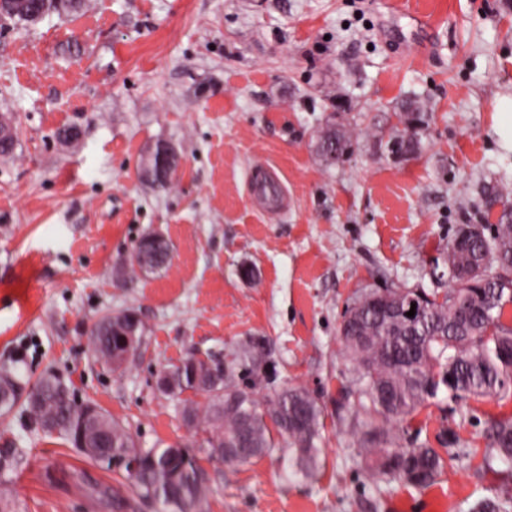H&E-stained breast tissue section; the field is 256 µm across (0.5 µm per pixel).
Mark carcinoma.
Wrapping results in <instances>:
<instances>
[{"label":"carcinoma","instance_id":"obj_1","mask_svg":"<svg viewBox=\"0 0 512 512\" xmlns=\"http://www.w3.org/2000/svg\"><path fill=\"white\" fill-rule=\"evenodd\" d=\"M68 14L65 0H12L6 17L35 24L50 14ZM403 132L391 140L393 151L410 155L419 149V132L426 124L424 107L411 101L398 113ZM325 161H338L349 149L350 140L336 127H327L319 136ZM177 158L169 162L165 174L157 172L156 161H142L141 177L152 187L165 190L172 184ZM170 246L158 237L138 242L134 259L140 268L153 270L167 264ZM448 273L469 266L466 282L453 277V284L442 300L425 301L414 315L415 333L403 340L396 329L379 322L375 308L382 298L416 301L418 294L406 288L368 289L345 310L360 321L364 339L341 342L347 360L351 392L358 396L364 417L359 448L361 464L374 482L402 480L415 489L435 484L447 462L425 443L403 447L395 429L412 419L414 413L439 385L452 398H512V324L503 321L504 309L512 304V203L503 210L493 234L483 233L462 246L448 240L445 255ZM127 314L101 316L89 331V343L99 359L112 358V344L126 325ZM216 366L211 361L194 362L188 358L181 367L168 371L176 378L175 396L191 387L194 377ZM437 368L439 380L430 384L429 371ZM43 398L37 405L26 404L24 412L38 427L53 420L54 433L69 444L80 447V437L70 426L68 415L79 406L69 391L54 376L37 384ZM223 396L207 399L203 409L184 408L182 416L192 419L194 432H203L201 446L220 452L230 463H243L282 447L288 460L305 475L318 468L321 448L318 442L322 409L302 387H285L259 408L252 395L239 390L223 375ZM102 429L112 440V450L138 464L135 473L125 468L112 473L129 482L145 502L160 505V512H207L211 484L208 474L195 464L194 455L185 448L172 446L143 448L121 422L105 416ZM486 437L496 448L497 458L512 461V417L488 422Z\"/></svg>","mask_w":512,"mask_h":512}]
</instances>
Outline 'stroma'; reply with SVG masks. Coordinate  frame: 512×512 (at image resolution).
<instances>
[{"mask_svg":"<svg viewBox=\"0 0 512 512\" xmlns=\"http://www.w3.org/2000/svg\"><path fill=\"white\" fill-rule=\"evenodd\" d=\"M426 106L417 155L391 153L396 112ZM512 0H89L34 25L0 19V114L15 126L0 156V371L20 403L0 416V491L16 512H156L112 473L44 434L21 402L46 374L76 402L124 422L142 447L196 438L162 368L221 356L240 390L265 402L286 386L323 408L320 468L281 451L228 465L196 448L210 512H473L512 497V463L493 456L489 417L512 399L454 400L439 389L412 422L419 441L457 437L459 459L419 491L377 487L357 463L339 327L369 288L448 290L443 261L459 225L493 231L512 200ZM349 135L328 165L327 125ZM73 131L72 140L61 137ZM179 157L171 190L139 171L156 144ZM272 167L287 210L269 215L248 170ZM158 233L169 262L145 271L136 243ZM137 312L144 332L122 368L88 343L107 313ZM256 346L258 362L242 354Z\"/></svg>","mask_w":512,"mask_h":512,"instance_id":"35a3bbf8","label":"stroma"}]
</instances>
